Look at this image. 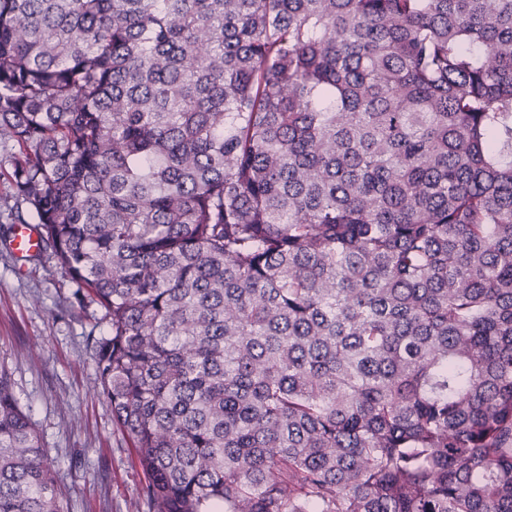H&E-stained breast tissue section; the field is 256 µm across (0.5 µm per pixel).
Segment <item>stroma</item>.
<instances>
[{"instance_id": "1", "label": "stroma", "mask_w": 512, "mask_h": 512, "mask_svg": "<svg viewBox=\"0 0 512 512\" xmlns=\"http://www.w3.org/2000/svg\"><path fill=\"white\" fill-rule=\"evenodd\" d=\"M19 201L0 175V366L57 459L67 512H149L147 477L112 421L92 338L110 327L97 305L69 313L76 289L50 258L25 260L10 241Z\"/></svg>"}]
</instances>
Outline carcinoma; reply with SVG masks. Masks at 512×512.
I'll use <instances>...</instances> for the list:
<instances>
[{"instance_id":"carcinoma-1","label":"carcinoma","mask_w":512,"mask_h":512,"mask_svg":"<svg viewBox=\"0 0 512 512\" xmlns=\"http://www.w3.org/2000/svg\"><path fill=\"white\" fill-rule=\"evenodd\" d=\"M1 139L153 512H512V0H0Z\"/></svg>"}]
</instances>
